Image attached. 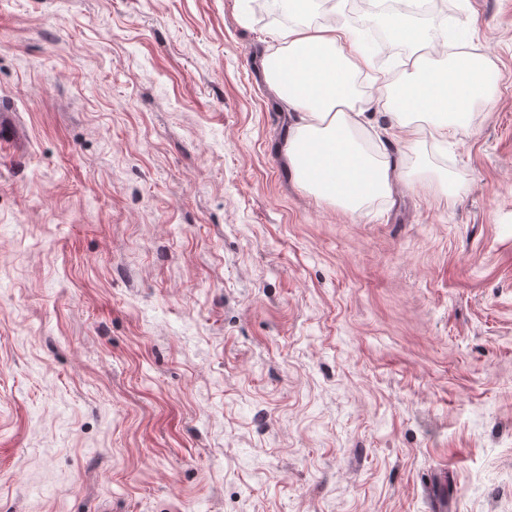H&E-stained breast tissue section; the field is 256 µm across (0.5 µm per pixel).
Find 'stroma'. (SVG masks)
<instances>
[{
  "mask_svg": "<svg viewBox=\"0 0 512 512\" xmlns=\"http://www.w3.org/2000/svg\"><path fill=\"white\" fill-rule=\"evenodd\" d=\"M451 2L496 102L411 151L361 100L353 214L282 155L292 18L0 0V512H512V0Z\"/></svg>",
  "mask_w": 512,
  "mask_h": 512,
  "instance_id": "obj_1",
  "label": "stroma"
}]
</instances>
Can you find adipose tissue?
Here are the masks:
<instances>
[{
    "mask_svg": "<svg viewBox=\"0 0 512 512\" xmlns=\"http://www.w3.org/2000/svg\"><path fill=\"white\" fill-rule=\"evenodd\" d=\"M277 40L265 62V76L278 97L300 114L284 150L297 182L351 212L391 195L394 172L388 160L366 149L356 136L362 126L355 108L357 80L371 70V57L337 18L290 27ZM409 65L408 80L377 87L378 102L393 113L399 127L425 115L432 132L445 139L470 124L479 105L495 100L483 76L485 56L454 52L446 64L435 66L416 56Z\"/></svg>",
    "mask_w": 512,
    "mask_h": 512,
    "instance_id": "1",
    "label": "adipose tissue"
}]
</instances>
